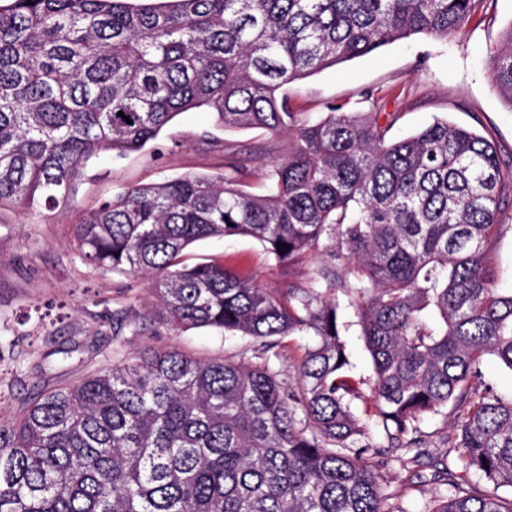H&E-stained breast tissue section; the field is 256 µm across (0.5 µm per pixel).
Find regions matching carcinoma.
<instances>
[{
	"instance_id": "obj_1",
	"label": "carcinoma",
	"mask_w": 512,
	"mask_h": 512,
	"mask_svg": "<svg viewBox=\"0 0 512 512\" xmlns=\"http://www.w3.org/2000/svg\"><path fill=\"white\" fill-rule=\"evenodd\" d=\"M483 2L0 5V205H67L88 160L141 150L192 109L226 129L296 132L262 195L187 173L78 216V257L150 279L154 322L248 336L258 363L149 347L30 394L0 422V512H405L385 473L414 486L427 469L441 489L423 512H512L500 493L512 488V395L472 384L487 356L512 371V292L490 258L512 207L496 147L437 117L397 140L394 114L381 124L331 106L304 123L287 93L398 40H446ZM489 64L512 107V26ZM236 236L285 271L315 266L281 290L184 263L194 242ZM344 309L372 358L367 394ZM310 331L286 383L270 353ZM450 412L433 456L420 424Z\"/></svg>"
}]
</instances>
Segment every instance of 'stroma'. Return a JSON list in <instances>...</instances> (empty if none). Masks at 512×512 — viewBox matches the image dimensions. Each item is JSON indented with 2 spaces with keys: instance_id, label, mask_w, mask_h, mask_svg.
Segmentation results:
<instances>
[{
  "instance_id": "1",
  "label": "stroma",
  "mask_w": 512,
  "mask_h": 512,
  "mask_svg": "<svg viewBox=\"0 0 512 512\" xmlns=\"http://www.w3.org/2000/svg\"><path fill=\"white\" fill-rule=\"evenodd\" d=\"M512 27V0H486L459 34L441 40L414 36L375 53L325 69L288 89L294 111L314 122L328 106L378 120L399 119L392 137L410 135L443 117L472 129L497 147L504 182L512 181V107L493 89L489 55ZM293 132L224 130L212 113L179 114L143 150L91 159L71 206L30 214L0 209V342L15 343L27 359L0 360V421L20 398L40 388L76 383L93 371L134 361L144 346L176 348L202 359L242 353L249 339L211 328L174 332L150 323L140 331L114 322L147 316L150 283L141 277L103 276L77 256L68 236L78 212L131 187L201 173L224 175L237 166L254 194H264L273 166L287 160ZM186 263L220 261L272 288L289 279L267 262L248 237L207 238L184 252Z\"/></svg>"
}]
</instances>
